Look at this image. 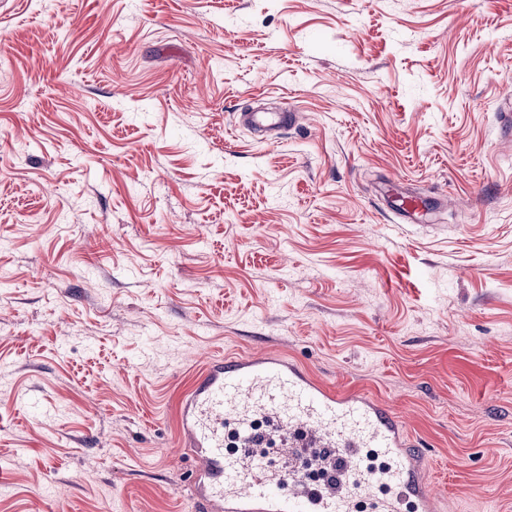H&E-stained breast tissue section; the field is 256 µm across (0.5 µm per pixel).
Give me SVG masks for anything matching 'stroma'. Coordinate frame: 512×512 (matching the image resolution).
I'll return each instance as SVG.
<instances>
[{"mask_svg":"<svg viewBox=\"0 0 512 512\" xmlns=\"http://www.w3.org/2000/svg\"><path fill=\"white\" fill-rule=\"evenodd\" d=\"M511 102L512 0H0V512H199L178 399L262 353L512 512ZM299 120V112H289L285 114L249 113L246 114L243 123L250 127H263L269 130H278L285 125H295Z\"/></svg>","mask_w":512,"mask_h":512,"instance_id":"obj_1","label":"stroma"}]
</instances>
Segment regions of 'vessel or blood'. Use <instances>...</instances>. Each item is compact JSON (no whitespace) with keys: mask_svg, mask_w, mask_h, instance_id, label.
<instances>
[{"mask_svg":"<svg viewBox=\"0 0 512 512\" xmlns=\"http://www.w3.org/2000/svg\"><path fill=\"white\" fill-rule=\"evenodd\" d=\"M299 113H249L251 127L297 124ZM281 423V440L297 450L322 448L338 461L335 485L312 487L296 462L272 470L255 454L265 441L250 413ZM178 445L196 462L191 483L201 512H343L345 489L359 477L378 512H436L422 478V456L412 451L394 410L366 394L335 390L279 355L224 357L179 401Z\"/></svg>","mask_w":512,"mask_h":512,"instance_id":"b4317fda","label":"vessel or blood"}]
</instances>
